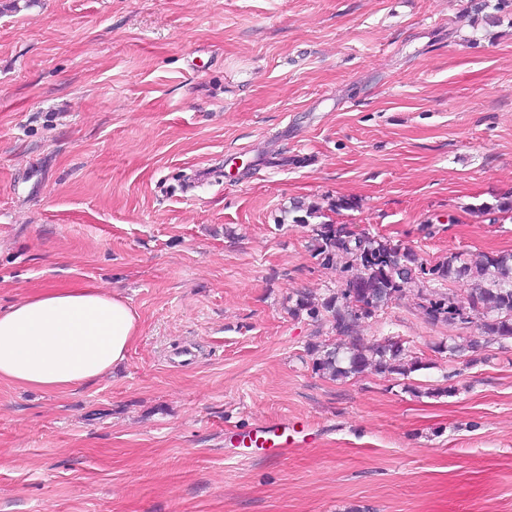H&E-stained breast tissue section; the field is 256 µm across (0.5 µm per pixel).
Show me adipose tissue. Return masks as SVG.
I'll return each mask as SVG.
<instances>
[{
  "label": "adipose tissue",
  "mask_w": 512,
  "mask_h": 512,
  "mask_svg": "<svg viewBox=\"0 0 512 512\" xmlns=\"http://www.w3.org/2000/svg\"><path fill=\"white\" fill-rule=\"evenodd\" d=\"M139 317L96 287L41 288L0 309V383L66 394L126 359Z\"/></svg>",
  "instance_id": "ef3b65f1"
}]
</instances>
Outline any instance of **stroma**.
<instances>
[{
    "mask_svg": "<svg viewBox=\"0 0 512 512\" xmlns=\"http://www.w3.org/2000/svg\"><path fill=\"white\" fill-rule=\"evenodd\" d=\"M510 200L512 0H0V306L139 314L112 374L0 384V512H512V346L449 356L475 327L408 287L356 332L423 369L316 374L338 335L290 309L345 275L282 219L430 267L512 254ZM283 419L313 439L236 447Z\"/></svg>",
    "mask_w": 512,
    "mask_h": 512,
    "instance_id": "obj_1",
    "label": "stroma"
}]
</instances>
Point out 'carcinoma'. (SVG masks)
Masks as SVG:
<instances>
[{
	"mask_svg": "<svg viewBox=\"0 0 512 512\" xmlns=\"http://www.w3.org/2000/svg\"><path fill=\"white\" fill-rule=\"evenodd\" d=\"M318 208L299 202L288 210L291 222L306 224ZM312 255L320 264L332 266L341 257L347 261L345 287L315 302L297 295L293 316L301 313L314 322L331 323L343 337L336 344H312V369L332 380L348 378L368 369L403 377L418 370L421 361L408 357L403 342L389 337L367 344L354 335L357 321L369 318L403 288L414 284L429 288L423 309L432 321L471 323L482 337L512 341V255L477 254L427 268L413 252L381 241L349 224L323 222L312 228ZM472 281L468 306H462L438 289L459 279Z\"/></svg>",
	"mask_w": 512,
	"mask_h": 512,
	"instance_id": "obj_1",
	"label": "carcinoma"
}]
</instances>
